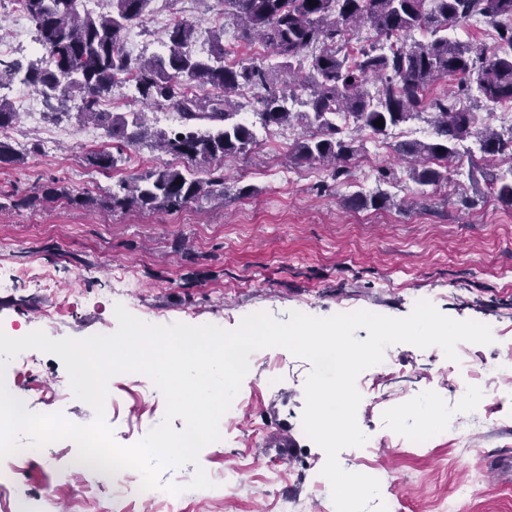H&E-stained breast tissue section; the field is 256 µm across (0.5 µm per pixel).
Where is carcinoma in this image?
I'll return each instance as SVG.
<instances>
[{
    "label": "carcinoma",
    "instance_id": "obj_1",
    "mask_svg": "<svg viewBox=\"0 0 512 512\" xmlns=\"http://www.w3.org/2000/svg\"><path fill=\"white\" fill-rule=\"evenodd\" d=\"M149 0H111L112 11L81 12L78 0H24L27 17L38 43L52 64L0 57V86L18 83L34 87L42 96L45 116L57 119L69 99L79 98L77 116L103 130L120 144L154 139L158 149L190 163L203 164L205 177L190 170L160 167L122 183L105 203L112 210L176 212L192 201L224 198V159L245 155L256 142L252 126L244 121L232 96L245 86H260L257 116L264 127L298 124L313 132L297 141L292 160L319 163L328 177L348 176V162L360 142L340 127L344 115L357 131L386 136L389 130L414 119L425 121L431 136L399 141L395 156L408 164L409 179L425 191L448 182V167L461 157L459 146L474 140L480 159L512 156V129L503 133L479 125L462 99L483 100L488 106L512 101V0H219L224 15L245 34L260 38L276 62L224 65V30L212 34L211 56L190 51L196 24L179 21L166 31L164 52L142 61L122 51L128 26L139 19ZM475 13L499 19V41L490 48L448 37V25ZM368 27L389 40H403L388 51L372 44L351 56L343 51L346 37ZM415 30L429 38L410 41ZM311 69L301 78L305 61ZM137 74L138 102L167 105L177 112L179 124L150 131L143 112H106L101 99L111 92L112 79L126 70ZM448 76L458 78V91L425 97L428 87ZM187 80L209 84L218 93L200 99L183 91ZM308 107L293 112L288 100ZM13 103L0 98V129L16 121ZM383 120V126L374 121ZM498 200L512 205V166L493 181ZM65 199L83 205L88 199L55 180L42 185V194L20 197L0 191V210L33 207L44 200ZM352 206L381 208L390 202L384 191L355 193Z\"/></svg>",
    "mask_w": 512,
    "mask_h": 512
}]
</instances>
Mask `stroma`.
<instances>
[{
	"label": "stroma",
	"instance_id": "35a3bbf8",
	"mask_svg": "<svg viewBox=\"0 0 512 512\" xmlns=\"http://www.w3.org/2000/svg\"><path fill=\"white\" fill-rule=\"evenodd\" d=\"M164 9L160 23L154 6H147L135 29L144 38L162 40L174 22L203 21L212 2L166 0ZM13 129L12 143L26 142L31 150L22 165L0 166V189H32L37 175L44 174L87 193L91 202L59 200L0 211V276L35 267L51 271L56 281L50 289L25 280L0 289L5 333L21 337L40 329L57 339L114 333L118 322L108 300L125 273L136 288L124 307L151 324L212 323L232 330L256 312L284 322L294 311L327 317L366 310L404 317L424 297L451 318L491 327L493 344L473 349L472 363L493 364L512 355V206L498 201L486 182L483 201L473 202L476 169L469 159L451 167L447 185L428 191L420 206L407 210L398 201L415 185L390 149L375 152L374 139H366L351 160L347 182L324 189L309 177V165L273 149L268 130L259 127L250 157L224 168L228 186L255 187L254 195L201 200L173 213H115L102 204L108 190L154 168H186V160L146 142L131 147L101 135L86 139V126L73 115L45 121L40 131L20 120ZM102 149L116 159L106 171L87 161ZM133 153L139 157L134 166L128 163ZM366 165L394 168L396 178L387 188L394 199L390 206H344L356 191H375L374 177L363 174ZM275 168L287 170L290 180L268 177ZM278 355L277 388H253L237 418L238 430L205 446L197 464L163 472L167 484L186 485L199 468L212 480L211 488L181 492L183 512H279L281 500L303 497L310 500V512H329V502L310 495L322 479L326 455L301 424L311 365L285 349ZM66 375L58 357L41 353L15 392L30 411L89 424L94 411L75 396L51 405L43 400V386ZM479 385L443 354L393 345L389 369L373 366L357 379L358 424L380 441L342 450L340 465L350 468L355 457L371 463L390 512H441L461 483L471 484L472 492L460 512H512V479L492 474L486 465L489 456L512 449V378L496 376L492 398L463 404V391ZM108 391L105 421L118 443L134 444L162 421L164 397L145 376L114 375ZM423 396L446 402L452 414H480L485 424L458 437L427 428L412 411ZM76 451L65 440L39 449L29 464L1 463L7 480L0 512L45 507L65 512L60 494L73 497L85 490L111 500L112 512H155L134 492L133 482L99 473L73 475L69 459ZM239 464L251 470L231 493L224 474Z\"/></svg>",
	"mask_w": 512,
	"mask_h": 512
}]
</instances>
